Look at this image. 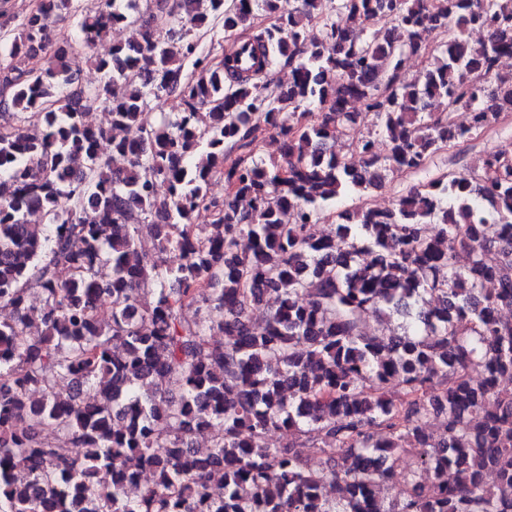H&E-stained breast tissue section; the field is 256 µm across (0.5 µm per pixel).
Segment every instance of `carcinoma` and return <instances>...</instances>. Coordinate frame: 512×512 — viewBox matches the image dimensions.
<instances>
[{"label":"carcinoma","mask_w":512,"mask_h":512,"mask_svg":"<svg viewBox=\"0 0 512 512\" xmlns=\"http://www.w3.org/2000/svg\"><path fill=\"white\" fill-rule=\"evenodd\" d=\"M5 3L0 60L30 66L0 78V512H512V155L312 232L512 113V0H35L11 30ZM66 15L78 32L56 43ZM117 25L134 40L78 95L111 115L94 128L71 94ZM217 27L250 67L204 51ZM264 132L282 160L255 159ZM369 310L401 333L367 330Z\"/></svg>","instance_id":"1"}]
</instances>
